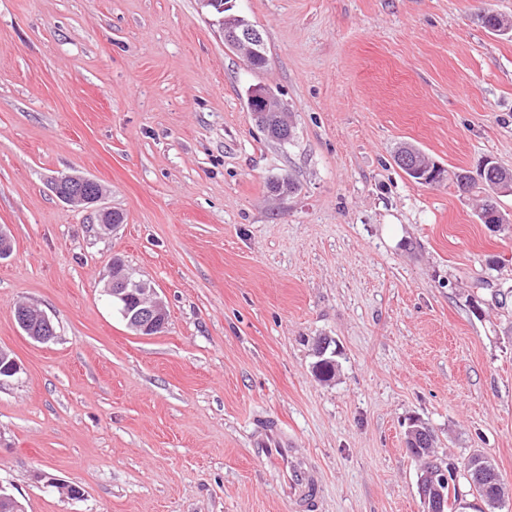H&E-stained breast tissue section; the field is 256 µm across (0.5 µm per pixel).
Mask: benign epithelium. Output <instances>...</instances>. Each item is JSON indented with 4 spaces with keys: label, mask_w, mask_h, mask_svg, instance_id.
I'll return each mask as SVG.
<instances>
[{
    "label": "benign epithelium",
    "mask_w": 512,
    "mask_h": 512,
    "mask_svg": "<svg viewBox=\"0 0 512 512\" xmlns=\"http://www.w3.org/2000/svg\"><path fill=\"white\" fill-rule=\"evenodd\" d=\"M200 6L220 15L219 23L224 43L234 50L244 49L251 53H262L261 34L241 16L231 12L235 0H199ZM250 112L259 126H264L267 112H280L281 129L293 126L290 112L277 109L267 94V88L256 86L249 91ZM408 171L421 175L419 181L433 183L438 179L440 167L429 169L422 174L417 168L414 156L404 158ZM51 187L58 198L97 212L99 230L114 231L110 210L101 206L105 187L98 181L76 175H60L51 179ZM109 303L123 318L126 326L139 336L160 334L167 324V313L162 299L150 284L136 279L123 261L112 260L110 278L104 289ZM14 317L19 329L38 343H48L57 337L52 319L39 307L22 302L15 306ZM405 445L408 448H433L435 435L423 422L411 419L406 430ZM448 486V470L439 465L420 471L418 491L423 512H442L444 487Z\"/></svg>",
    "instance_id": "obj_1"
}]
</instances>
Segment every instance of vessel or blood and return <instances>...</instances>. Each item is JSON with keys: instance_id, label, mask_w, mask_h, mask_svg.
Returning <instances> with one entry per match:
<instances>
[{"instance_id": "vessel-or-blood-1", "label": "vessel or blood", "mask_w": 512, "mask_h": 512, "mask_svg": "<svg viewBox=\"0 0 512 512\" xmlns=\"http://www.w3.org/2000/svg\"><path fill=\"white\" fill-rule=\"evenodd\" d=\"M277 453L288 466L286 479L292 495L296 512H303L309 501L320 489V479L317 470L293 448L287 438L277 429L266 430L257 441L254 450L255 458L266 457L269 453Z\"/></svg>"}]
</instances>
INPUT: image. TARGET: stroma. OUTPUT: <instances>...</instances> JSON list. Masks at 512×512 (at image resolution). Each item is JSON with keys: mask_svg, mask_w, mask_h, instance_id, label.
Masks as SVG:
<instances>
[{"mask_svg": "<svg viewBox=\"0 0 512 512\" xmlns=\"http://www.w3.org/2000/svg\"><path fill=\"white\" fill-rule=\"evenodd\" d=\"M267 67L198 0H0V485L25 512H293L275 423L314 463L307 512H423L405 449L481 453L512 490V194L417 183L412 146L454 172L512 170V0H236ZM270 87L295 122L246 106ZM104 184L109 234L51 177ZM290 176L296 192L268 185ZM165 300L142 337L103 286L113 256ZM37 304L42 344L14 319ZM334 341L330 382L312 372ZM83 495L63 500L49 479ZM14 317L19 329L38 343H48L57 337L52 319L39 307L22 302L15 306ZM405 445L407 451L408 448H411L413 451L416 448H421L422 455L429 456L431 448H435V435L423 422L413 418L408 423Z\"/></svg>", "mask_w": 512, "mask_h": 512, "instance_id": "35a3bbf8", "label": "stroma"}]
</instances>
